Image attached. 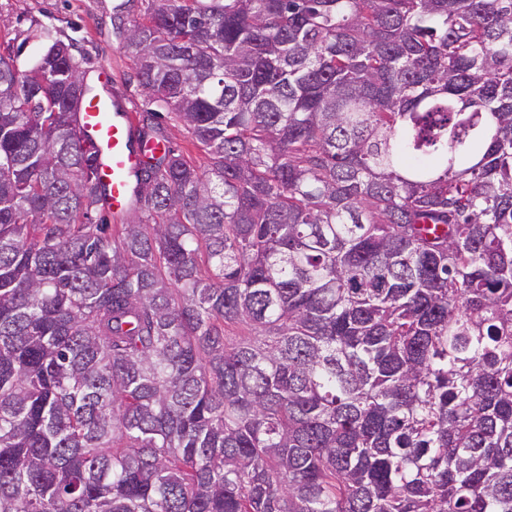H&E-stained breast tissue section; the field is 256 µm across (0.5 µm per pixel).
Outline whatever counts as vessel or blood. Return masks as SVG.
I'll list each match as a JSON object with an SVG mask.
<instances>
[{
    "label": "vessel or blood",
    "instance_id": "b4317fda",
    "mask_svg": "<svg viewBox=\"0 0 512 512\" xmlns=\"http://www.w3.org/2000/svg\"><path fill=\"white\" fill-rule=\"evenodd\" d=\"M109 104L101 98L90 99L80 119L91 132L98 151L99 172L110 189L113 214H120L129 204L133 175L140 168L149 146L131 144L135 131L127 114L109 115Z\"/></svg>",
    "mask_w": 512,
    "mask_h": 512
}]
</instances>
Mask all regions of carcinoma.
Instances as JSON below:
<instances>
[{
  "mask_svg": "<svg viewBox=\"0 0 512 512\" xmlns=\"http://www.w3.org/2000/svg\"><path fill=\"white\" fill-rule=\"evenodd\" d=\"M136 224L62 40L0 55V512H512V0H159Z\"/></svg>",
  "mask_w": 512,
  "mask_h": 512,
  "instance_id": "carcinoma-1",
  "label": "carcinoma"
}]
</instances>
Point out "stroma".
<instances>
[{
    "label": "stroma",
    "instance_id": "35a3bbf8",
    "mask_svg": "<svg viewBox=\"0 0 512 512\" xmlns=\"http://www.w3.org/2000/svg\"><path fill=\"white\" fill-rule=\"evenodd\" d=\"M120 0H0V53L28 69L56 39H71L73 55L95 93L142 121L156 111L136 79L132 56L122 47L113 19Z\"/></svg>",
    "mask_w": 512,
    "mask_h": 512
}]
</instances>
